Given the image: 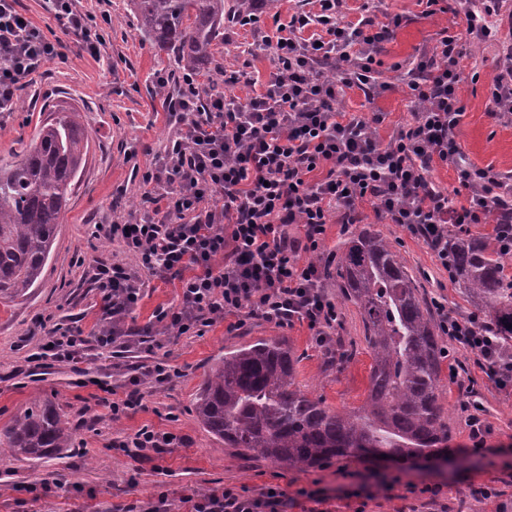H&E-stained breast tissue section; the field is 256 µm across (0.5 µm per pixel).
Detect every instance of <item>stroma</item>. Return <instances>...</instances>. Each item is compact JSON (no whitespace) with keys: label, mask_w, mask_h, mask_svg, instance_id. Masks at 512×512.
Masks as SVG:
<instances>
[{"label":"stroma","mask_w":512,"mask_h":512,"mask_svg":"<svg viewBox=\"0 0 512 512\" xmlns=\"http://www.w3.org/2000/svg\"><path fill=\"white\" fill-rule=\"evenodd\" d=\"M127 0H80L85 13L112 16V29L100 59L81 47L79 37L62 33L46 0H17L18 8L49 39H61L65 58L39 72L18 94L14 111L0 114V161L15 160L18 140H31L36 127L52 106H71L89 141L86 166L72 186L50 258L39 283L13 301L0 302V427L34 398L51 399L69 423V448L37 463L20 461L0 453V512H115L135 503L153 502L159 492L169 494L179 512L182 494L193 489L227 486L248 493L277 485L289 497L299 489L331 490L326 512H512V391L499 390L479 368L475 358L458 346H450L441 365L440 397L448 416L451 439L448 453L456 463L447 468L418 469L409 463L386 465L357 457L331 460L299 470L258 457H244L209 434L195 413L198 388L212 363L225 350L257 339L283 340L296 360V384L330 409L359 406L369 384L371 354L357 308L338 301L334 279H326L325 292L335 299L336 352L318 349L306 323L279 327L261 320L234 328L233 317L217 321L201 336L171 338L162 352L179 375L165 387L143 385L144 407L120 422H113L101 402L103 386L121 388L133 358L120 368L92 364L82 375L62 363L32 369L24 361L48 341L37 328L39 319L69 327L80 324L91 330L101 319L100 300L90 284L89 268L79 258L90 256L89 239L94 225L125 220L140 214L146 191L142 172L151 169L163 145L175 132L167 114V100L157 93L156 75L170 77L178 90L185 72L173 57L155 49L137 30ZM389 12L404 15L405 22L385 43L381 58L389 70L391 90L374 104L360 92L347 91L341 104L349 112L384 113L379 139L409 118L408 101L396 88L392 64L435 41L444 28H455L452 12L424 17L417 0H385ZM258 35L250 28L225 25L224 39L215 49L213 67L223 71L236 65L249 73L250 83L224 85L217 90L246 101L255 88L264 87L272 63L268 54L255 50ZM500 47L495 43L468 45L462 69L478 72L479 82L461 84L465 112L456 140L467 159L512 177V122H499L488 114L485 82L496 75ZM383 234L417 276L428 301H441L449 314L466 318L474 313L453 288L448 272L433 258L428 245L397 224L381 226ZM178 300L176 282L150 280L133 312L135 327H146L154 310ZM479 401L480 416L488 427L482 451H474L464 403ZM149 425L172 433L177 442L160 463L142 461L114 448V440ZM58 480L46 496L33 498L30 484ZM369 483L371 498H346L342 492ZM501 491V498L485 499L481 488Z\"/></svg>","instance_id":"obj_1"}]
</instances>
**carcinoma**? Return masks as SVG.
Masks as SVG:
<instances>
[{"label": "carcinoma", "mask_w": 512, "mask_h": 512, "mask_svg": "<svg viewBox=\"0 0 512 512\" xmlns=\"http://www.w3.org/2000/svg\"><path fill=\"white\" fill-rule=\"evenodd\" d=\"M141 34L174 54L195 76L211 77L212 46L224 21L275 0H128ZM19 142L17 164L0 165V299L25 294L41 279L56 224L71 186L86 164L78 111L57 107ZM512 256L483 237L448 230V274L505 347L512 346ZM336 286L360 312L372 355L362 406L332 411L295 382V359L281 341L259 339L224 353L196 394L195 410L224 447L290 468L308 469L350 456L397 460L448 447L439 404L445 350L432 306L400 254L373 224H358L336 252ZM64 414L35 399L0 429V447L38 462L69 447Z\"/></svg>", "instance_id": "cac0c4a2"}]
</instances>
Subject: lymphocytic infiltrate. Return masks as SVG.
<instances>
[{
    "mask_svg": "<svg viewBox=\"0 0 512 512\" xmlns=\"http://www.w3.org/2000/svg\"><path fill=\"white\" fill-rule=\"evenodd\" d=\"M48 2L62 29L100 57L111 15L95 19L79 0ZM310 2L311 10L261 31L258 47L274 72L264 91L246 102L185 77L168 101L178 132L159 164L142 175L149 186L145 202L164 204V211L156 219L96 225L94 238L118 244L125 256L115 262L96 255L90 263V281L103 302L100 322L87 335L65 328L29 356L77 371L92 350L105 359L118 349L149 353L150 362L129 375L125 397L111 402L113 420L141 405L144 383L161 387L172 379L173 367L153 355L163 337L200 336L229 315L241 326L252 319L305 322L316 346L330 351L337 313L323 289L326 226L361 223L364 206L423 239L443 266L452 224L500 225L501 243L512 253V181L467 161L454 136L465 111L459 85L466 44L496 40L503 0H475V8L463 12V33L442 30L433 45L394 64L411 112L385 142L376 137L383 113L347 112L339 102L351 89L369 102L389 90L379 51L402 15L384 11L383 0H364V17L345 23L342 0ZM15 4L0 0V112L13 111L22 81L62 55L61 41L47 38ZM487 99L492 118L512 117V53L502 58ZM441 165L452 167L467 189L465 204L434 181ZM153 277L178 280V303L157 308L144 329L128 327ZM436 310L449 341L473 354L499 389L511 390L512 353L484 322L449 315L441 303ZM172 445L149 425L118 442L146 459L162 457ZM180 501L187 512H288L291 503L277 486L252 495L232 486L195 489Z\"/></svg>",
    "mask_w": 512,
    "mask_h": 512,
    "instance_id": "obj_1",
    "label": "lymphocytic infiltrate"
}]
</instances>
